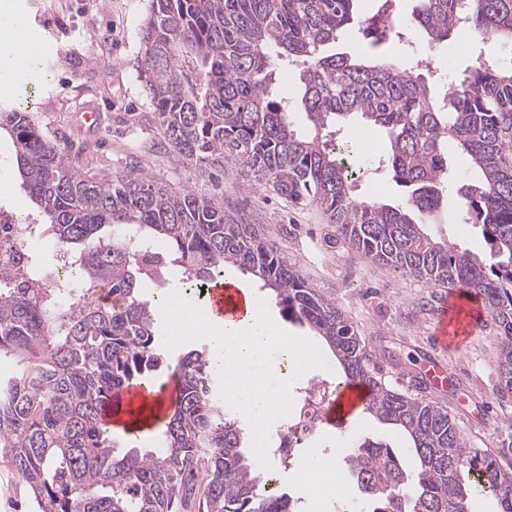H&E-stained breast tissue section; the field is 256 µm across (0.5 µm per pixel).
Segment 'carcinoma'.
I'll return each mask as SVG.
<instances>
[{
  "mask_svg": "<svg viewBox=\"0 0 512 512\" xmlns=\"http://www.w3.org/2000/svg\"><path fill=\"white\" fill-rule=\"evenodd\" d=\"M358 2L151 0L138 79L178 160L232 162L245 186L319 206L357 254L479 297L501 339L500 384L512 392V59L469 66L436 101L422 77L382 56L328 51L353 31L374 47L401 37L387 24L396 0H380L368 18ZM413 20L433 45L462 44L476 30L512 46V0H419ZM286 63L299 71L302 130L281 92ZM354 116L384 131L385 162L406 190L400 203L359 195L346 165L360 156L352 136L331 146ZM2 134L57 249L80 258L40 279L53 264L35 251L31 287H0V359L14 366L0 379V457L33 512H301L299 499L268 490L270 472L244 454L245 421L225 405L204 350L183 353L172 370L181 393L158 447L123 451L100 418L114 391L160 376L159 325L144 289L165 284L170 267L181 269L184 288H202L227 266L254 276L285 318L308 326L342 381L369 388L366 413L409 436L414 470L381 437L346 450L371 512H469L476 489L512 512V464L468 448L448 411L387 386L340 308L259 221L136 170L86 176L16 108H0ZM450 143L468 169L460 221L480 227L487 263L425 231L454 178ZM153 239L165 242L164 256L143 252Z\"/></svg>",
  "mask_w": 512,
  "mask_h": 512,
  "instance_id": "obj_1",
  "label": "carcinoma"
}]
</instances>
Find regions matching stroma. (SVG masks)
Instances as JSON below:
<instances>
[{"mask_svg": "<svg viewBox=\"0 0 512 512\" xmlns=\"http://www.w3.org/2000/svg\"><path fill=\"white\" fill-rule=\"evenodd\" d=\"M14 2L21 15H44L52 30L32 36L35 53L23 74L13 73L0 60V88L13 86L16 102L31 97L36 123L46 136L68 143L82 171L107 178L136 168L168 188L189 186L258 218L288 261L342 309L385 382L447 410L472 448L496 457L512 445V393L498 385L500 343L492 320H485L460 349H437L433 332L449 289L402 276L335 242L331 225L313 204H295L263 189L245 190L235 175H209L177 160L137 79L140 29L150 0ZM416 5L417 0H396L403 35L388 43L385 56L401 66L422 67L433 97H440L448 81L474 64L478 55L512 59V49L476 32L463 53L429 46L413 24ZM90 108L101 116L93 130L82 120ZM465 206L462 196L449 190L447 206L427 232L485 257L480 229L455 221ZM431 360L445 365L447 386L433 390L419 379V371ZM368 437L385 438L402 465L413 467L407 437L366 413L346 427L326 426L321 452L331 456L353 439ZM270 462L281 491L300 498L302 512H336L306 480L299 456H274Z\"/></svg>", "mask_w": 512, "mask_h": 512, "instance_id": "obj_1", "label": "stroma"}]
</instances>
